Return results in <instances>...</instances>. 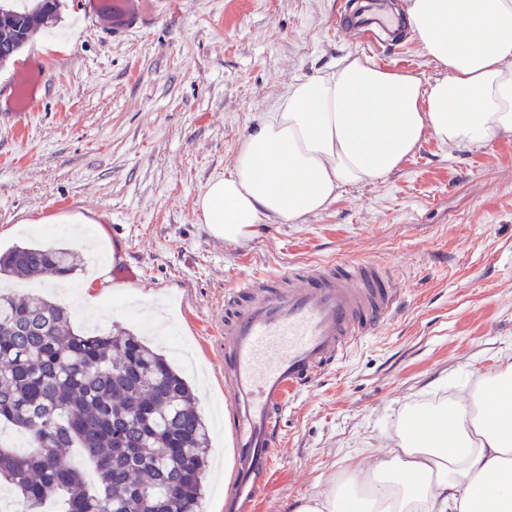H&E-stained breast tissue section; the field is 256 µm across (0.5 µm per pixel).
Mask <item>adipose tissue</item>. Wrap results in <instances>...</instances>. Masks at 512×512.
Segmentation results:
<instances>
[{"instance_id": "1", "label": "adipose tissue", "mask_w": 512, "mask_h": 512, "mask_svg": "<svg viewBox=\"0 0 512 512\" xmlns=\"http://www.w3.org/2000/svg\"><path fill=\"white\" fill-rule=\"evenodd\" d=\"M408 26L446 74L430 85L349 55L289 87L197 199L215 237L299 222L345 186L399 168L425 136L454 147L512 136V0H403ZM293 512H512V362L468 398L403 408L393 448L347 459Z\"/></svg>"}]
</instances>
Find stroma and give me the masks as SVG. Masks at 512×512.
<instances>
[{
    "instance_id": "1",
    "label": "stroma",
    "mask_w": 512,
    "mask_h": 512,
    "mask_svg": "<svg viewBox=\"0 0 512 512\" xmlns=\"http://www.w3.org/2000/svg\"><path fill=\"white\" fill-rule=\"evenodd\" d=\"M341 2L171 0L164 22L143 16L120 29L90 0H60L0 67V83L25 63L47 85L43 108L20 129L0 98V250L65 245L77 263L66 288L50 273L0 286L63 303L77 332L92 321L139 336L148 321L174 328L212 426L203 512L223 507L232 439L219 418V318L237 279L362 258L389 267L404 297L390 326L289 398L256 512H290L323 492L347 456L390 447L405 404L468 396L512 357V137L469 147L426 137L384 179L239 243L203 221L199 195L293 83L334 71L348 54L425 82L444 75L416 39L391 53L373 50L374 34L337 31ZM118 264L138 279L114 276Z\"/></svg>"
}]
</instances>
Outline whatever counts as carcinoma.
I'll use <instances>...</instances> for the list:
<instances>
[{
  "label": "carcinoma",
  "mask_w": 512,
  "mask_h": 512,
  "mask_svg": "<svg viewBox=\"0 0 512 512\" xmlns=\"http://www.w3.org/2000/svg\"><path fill=\"white\" fill-rule=\"evenodd\" d=\"M58 0L30 10L0 4V66L25 45L5 37L40 29ZM70 276V249L15 245L0 275ZM21 429L27 450L0 445V484L23 512H202L210 427L191 386L128 331L75 332L67 309L37 294L0 289V424ZM76 449L95 472L64 465Z\"/></svg>",
  "instance_id": "obj_1"
}]
</instances>
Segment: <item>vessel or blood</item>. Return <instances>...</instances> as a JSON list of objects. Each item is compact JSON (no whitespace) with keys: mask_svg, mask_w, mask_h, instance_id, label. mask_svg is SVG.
Listing matches in <instances>:
<instances>
[{"mask_svg":"<svg viewBox=\"0 0 512 512\" xmlns=\"http://www.w3.org/2000/svg\"><path fill=\"white\" fill-rule=\"evenodd\" d=\"M159 2L96 0V6L113 23L127 24L134 15L155 12ZM336 23L373 30L403 25L393 15L357 16L345 7ZM7 90L17 119L39 111L41 95L28 68ZM401 304L392 274L360 258L238 280L224 300V424L236 454L223 512H252L274 463L289 397L312 390L351 347L388 325Z\"/></svg>","mask_w":512,"mask_h":512,"instance_id":"b4317fda","label":"vessel or blood"}]
</instances>
